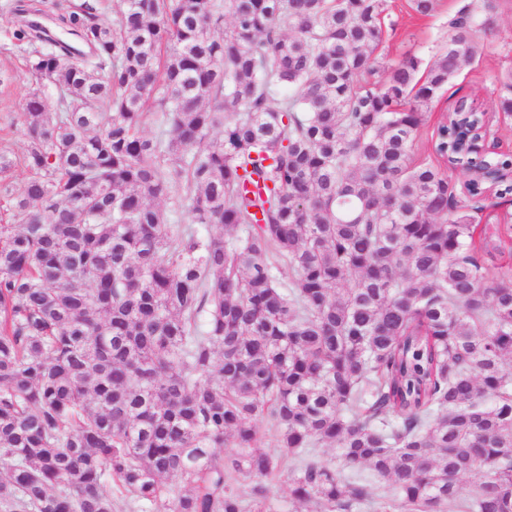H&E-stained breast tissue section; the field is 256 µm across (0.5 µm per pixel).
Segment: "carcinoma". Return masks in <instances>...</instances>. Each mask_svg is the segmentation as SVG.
I'll use <instances>...</instances> for the list:
<instances>
[{
  "label": "carcinoma",
  "mask_w": 512,
  "mask_h": 512,
  "mask_svg": "<svg viewBox=\"0 0 512 512\" xmlns=\"http://www.w3.org/2000/svg\"><path fill=\"white\" fill-rule=\"evenodd\" d=\"M122 2L18 33L57 98L25 99L0 224V512H273L285 468L310 512H512V268L472 216L512 157L472 149L465 97L434 149L466 193L409 156L491 4L425 76L363 84L385 0ZM153 109L169 138L141 135ZM178 191L174 188L172 192L161 200V208L163 209L168 224L179 225L180 227L192 226V218L186 207H181L177 201Z\"/></svg>",
  "instance_id": "carcinoma-1"
}]
</instances>
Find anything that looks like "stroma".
Returning <instances> with one entry per match:
<instances>
[{"label":"stroma","instance_id":"obj_1","mask_svg":"<svg viewBox=\"0 0 512 512\" xmlns=\"http://www.w3.org/2000/svg\"><path fill=\"white\" fill-rule=\"evenodd\" d=\"M81 0H0V154L12 162L9 172L0 175V213L16 196L28 177L23 164L26 141L23 102L34 89L28 73L30 48L19 40L21 29L31 11L42 9L54 15L61 9L80 4ZM472 0H435V9L423 16L412 8V0H387L384 13V39L376 56L380 65L390 66L403 57L414 56L422 69H429L448 44V21ZM493 31L477 33V54L472 63L449 81L425 114L410 146L414 165H440L433 145L440 123L460 97L492 112L489 140L502 154H512V118L496 111L499 95L498 76L512 71V0H495L491 13Z\"/></svg>","mask_w":512,"mask_h":512}]
</instances>
